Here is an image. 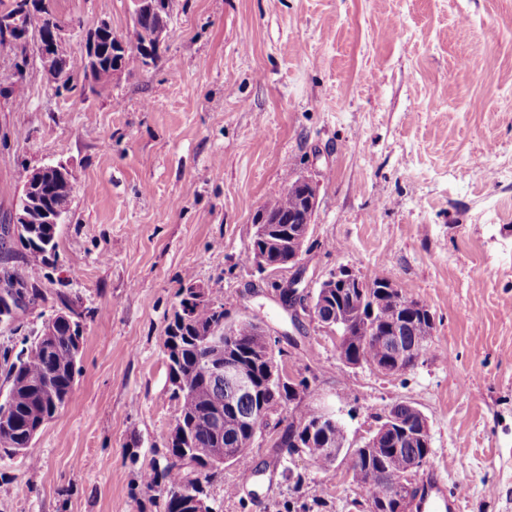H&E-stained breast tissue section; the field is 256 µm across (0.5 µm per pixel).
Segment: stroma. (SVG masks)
<instances>
[{"label":"stroma","instance_id":"obj_1","mask_svg":"<svg viewBox=\"0 0 512 512\" xmlns=\"http://www.w3.org/2000/svg\"><path fill=\"white\" fill-rule=\"evenodd\" d=\"M74 55L130 0H55ZM61 163L75 191L56 254L21 243L0 270L40 296L0 323V347L45 320H83L70 400L36 438L37 463L0 452V512H158L139 473L174 424L164 356L180 288L263 324L303 405L337 412L351 442L383 408L427 417L429 465L463 485L462 512H512V0H179L156 65L98 93L23 74L0 86V224L32 169ZM306 177V281L345 265L388 277L435 317L430 353L400 376L336 359L318 323H291L241 258L260 207ZM256 475L207 486L211 512H288L320 498L352 512L345 461L323 469L257 433ZM300 471V489L285 468Z\"/></svg>","mask_w":512,"mask_h":512}]
</instances>
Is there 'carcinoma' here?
<instances>
[{
	"mask_svg": "<svg viewBox=\"0 0 512 512\" xmlns=\"http://www.w3.org/2000/svg\"><path fill=\"white\" fill-rule=\"evenodd\" d=\"M149 2L131 0L132 14L138 16L147 31L168 27L177 0H165L158 12L147 7ZM100 48L102 63L107 67L132 71L149 66L140 53L115 45L108 32L100 36ZM56 53L69 70L61 89L72 91L78 76L88 78L84 57L74 56L64 43L57 44ZM305 201L300 187H287L266 201L263 211L271 223L263 225V232L254 233L242 262L255 263L257 253L271 251L273 242L287 238L294 224L303 219ZM342 303L349 316L344 319L345 335L336 344L341 364L371 367L389 358L386 337L378 334L384 327L399 328L404 348L416 357L430 352L434 327L405 317L409 311L407 296L390 287L386 276L376 275L368 280L359 300L353 302L347 296ZM80 328L79 318L60 315L52 324L43 326L28 347L13 356L7 350L0 355V374L9 385L7 395L0 400V451L4 454L30 457L40 430L70 399L79 372L76 338ZM212 328L224 331V305L211 301L193 308L188 320L174 315L168 326L164 348L169 350L167 359L177 385L171 390V398L177 402L176 417L182 420L186 437L167 448L165 465L154 462L141 472L144 488L163 497L164 512H189V503L207 497L206 487L223 463L205 453V449H231L238 453L234 465L244 466L248 458L246 445L264 424L262 405L272 400L295 402L282 436L284 447H289L294 434L302 442L305 454L316 465L328 469L336 462V451L348 444L341 422L330 430L329 442L308 440L317 417L312 409L297 402L298 395L288 384L274 392L265 385L264 363L255 356L267 350V339L248 320L239 322L230 335L223 337V360L249 370L255 378L256 393L232 403L230 387L224 379L205 373L210 350L199 344L198 336ZM391 415V429L358 456L350 472L352 483L369 497L373 512H388L392 496L398 493L394 478L405 471L411 458L422 460L432 455V449L422 447L412 435L420 416L416 406L397 404ZM187 448H202L204 452L188 458Z\"/></svg>",
	"mask_w": 512,
	"mask_h": 512,
	"instance_id": "carcinoma-1",
	"label": "carcinoma"
}]
</instances>
